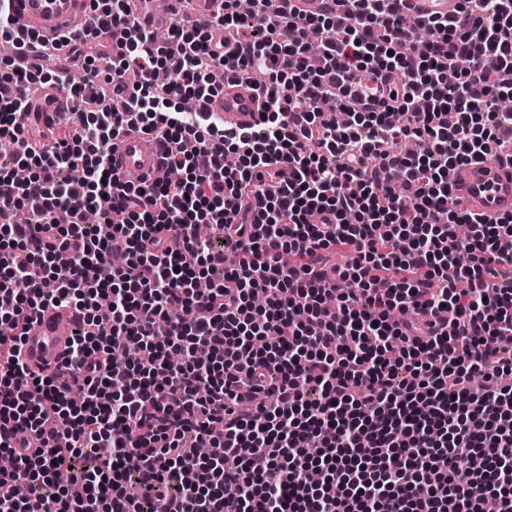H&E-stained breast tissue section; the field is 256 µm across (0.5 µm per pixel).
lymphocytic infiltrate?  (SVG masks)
Returning <instances> with one entry per match:
<instances>
[{"label":"lymphocytic infiltrate","instance_id":"lymphocytic-infiltrate-1","mask_svg":"<svg viewBox=\"0 0 512 512\" xmlns=\"http://www.w3.org/2000/svg\"><path fill=\"white\" fill-rule=\"evenodd\" d=\"M10 2L0 512H512V214L448 187L512 164V0H220L162 41L131 0H91L116 51L78 83L19 65ZM258 71L248 129L182 106ZM47 85L68 120L31 144ZM129 130L162 145L155 178L114 169ZM48 305L78 321V389L20 358Z\"/></svg>","mask_w":512,"mask_h":512}]
</instances>
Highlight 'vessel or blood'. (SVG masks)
<instances>
[{"label": "vessel or blood", "mask_w": 512, "mask_h": 512, "mask_svg": "<svg viewBox=\"0 0 512 512\" xmlns=\"http://www.w3.org/2000/svg\"><path fill=\"white\" fill-rule=\"evenodd\" d=\"M89 0H13V28L19 35L35 36L24 58L28 68L41 63L42 48L58 36H83L90 24ZM258 90L246 82L225 81L219 96L209 101L213 120L227 129H239L258 118ZM115 167L124 174L155 176L160 168L158 144L137 132L128 133L112 147ZM448 184L473 214L495 218L512 213V165L496 160L467 163L450 171ZM71 314L48 306L39 311L23 336L20 350L31 373L50 375L62 365L73 336Z\"/></svg>", "instance_id": "b4317fda"}]
</instances>
